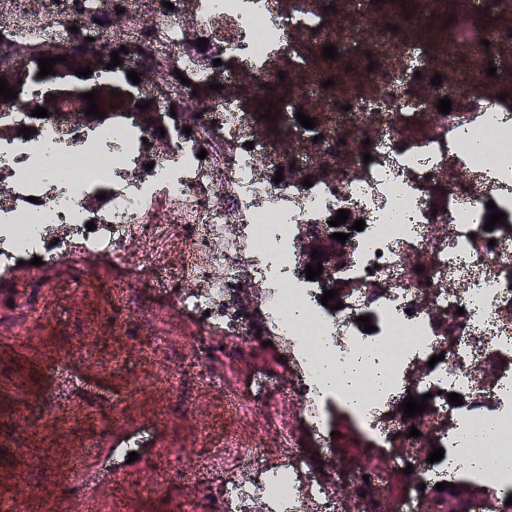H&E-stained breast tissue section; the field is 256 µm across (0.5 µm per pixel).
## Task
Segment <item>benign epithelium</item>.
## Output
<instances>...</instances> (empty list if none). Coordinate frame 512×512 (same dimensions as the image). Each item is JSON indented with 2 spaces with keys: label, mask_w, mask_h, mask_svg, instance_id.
Instances as JSON below:
<instances>
[{
  "label": "benign epithelium",
  "mask_w": 512,
  "mask_h": 512,
  "mask_svg": "<svg viewBox=\"0 0 512 512\" xmlns=\"http://www.w3.org/2000/svg\"><path fill=\"white\" fill-rule=\"evenodd\" d=\"M49 51L54 56H64L67 60L74 61V65L56 71L54 76L47 75L41 79L38 78L40 68L35 56L20 64L5 65L0 68V78L8 80L9 88L20 93L23 92L24 85L27 83L40 81L44 85L55 86V89L46 91L42 96L28 103L25 115L30 121H36V117L31 115V110L38 106L48 109L47 120L58 124H68L77 117L95 125L106 126L112 125L114 121H131L151 131L150 147L155 153H168L170 142L167 138L160 136V131L157 130L159 126H167V113L163 112L157 104L152 105L150 112L141 111L135 107V104L144 103V98L126 87L101 79L102 73L106 72V65L110 63V56L96 52H85L77 56L71 51V44L67 42L55 43L50 46ZM86 66L92 68V75L86 78L75 75V69ZM92 90L99 91L97 104L99 111L104 113V118L65 111V105L68 103H84L80 94ZM314 248L322 252L321 281L327 289L338 291L337 297L331 300V303L335 304L345 294V289L336 286L334 272L349 263L350 254L344 249L337 248L336 241L322 230L308 233L303 238L302 250L306 256H311ZM454 485L455 488L448 489L446 496L448 507L452 510L467 506L476 494L474 487L465 480L456 481Z\"/></svg>",
  "instance_id": "1"
}]
</instances>
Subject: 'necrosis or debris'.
<instances>
[{
  "label": "necrosis or debris",
  "instance_id": "obj_1",
  "mask_svg": "<svg viewBox=\"0 0 512 512\" xmlns=\"http://www.w3.org/2000/svg\"><path fill=\"white\" fill-rule=\"evenodd\" d=\"M149 0L155 23L125 26L129 53L147 49L152 79L192 83L197 35L223 40L226 74L251 78L249 95L224 93L209 105L177 94L176 112L198 118L190 133L172 126L173 152L153 161L140 125L42 124L30 138L0 141V268L16 267L49 248L65 259L107 254L123 286H170L168 307L188 315L198 335L220 334L224 358L248 350L257 322L287 348L258 373L282 389L241 391L227 370L224 406L233 430L221 456L173 449L201 479L181 503L193 512H385L407 505L419 480L456 475L465 428L482 430L488 461L472 478L481 494L471 512H491L506 479L494 459L512 453V0H499L494 24L479 38L426 37L435 0L411 11L394 0H195L194 27L182 0ZM0 0V40L15 50L46 44L77 27L113 46L112 0ZM338 55L328 59L326 45ZM495 75H488V67ZM441 85H432L434 75ZM288 92L289 112L317 116L314 131L298 121L288 139L253 130L257 102L273 86ZM450 98L452 110L437 103ZM206 157H199V150ZM371 161H364V154ZM293 179L274 182L278 168ZM107 194L95 210L84 201ZM506 222L486 230L488 204ZM363 230L348 233L350 264L337 271L343 306L328 312L321 287L301 275L300 237L326 227L338 210ZM69 225L73 237L55 238ZM255 289L243 306V288ZM367 313L375 327L356 320ZM455 327L441 345L438 314ZM358 349L390 355L392 387L379 394L361 377L351 394L323 388L328 353ZM434 393L427 410L393 421L406 387ZM462 396L451 405L449 393ZM339 409L356 423L361 446L330 457H296ZM417 428L419 437L408 436ZM444 456L431 463L434 447Z\"/></svg>",
  "mask_w": 512,
  "mask_h": 512
}]
</instances>
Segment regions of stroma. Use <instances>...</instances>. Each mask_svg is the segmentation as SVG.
Here are the masks:
<instances>
[{"label": "stroma", "instance_id": "35a3bbf8", "mask_svg": "<svg viewBox=\"0 0 512 512\" xmlns=\"http://www.w3.org/2000/svg\"><path fill=\"white\" fill-rule=\"evenodd\" d=\"M43 273L22 265L0 281V502L22 494L27 512H71L85 499L71 485L81 457L96 477L89 512H173L191 490L181 471L172 496L141 498L137 484L147 468L169 467L165 449L199 447L202 427L223 438V387L189 381L175 399L150 385V336L184 322L163 312L162 289L117 299L102 261H56ZM20 317L25 334L7 333ZM128 440L142 450L130 464L112 451Z\"/></svg>", "mask_w": 512, "mask_h": 512}]
</instances>
